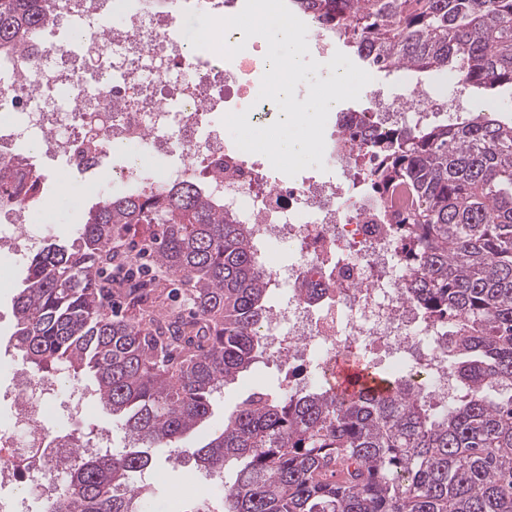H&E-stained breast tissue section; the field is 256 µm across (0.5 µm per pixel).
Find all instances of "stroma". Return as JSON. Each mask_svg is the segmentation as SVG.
<instances>
[{"label":"stroma","instance_id":"stroma-1","mask_svg":"<svg viewBox=\"0 0 512 512\" xmlns=\"http://www.w3.org/2000/svg\"><path fill=\"white\" fill-rule=\"evenodd\" d=\"M374 84L385 98L396 100L406 94L409 86L419 87L423 92L438 98L451 99L457 96L472 98V91H460L448 82L444 72L376 73ZM128 152L107 151L96 166L81 175L68 173L62 163L40 164L44 175L39 203L31 209L35 222L48 228L47 239L51 242L67 243L77 225L82 223L87 211L98 201L97 186L112 180L114 166L129 161ZM27 274L26 264L16 263L13 256L0 251V379L6 378L8 369L18 356L9 348L8 341L13 330V302ZM285 384V375L274 365L257 362L233 383L225 385L213 405L211 416L202 432L184 440L178 447L154 451L153 464L143 473L135 475L138 483L155 485V496L148 503V512H186L187 504L180 492L191 489L193 496L208 499L216 490L205 471L197 468L193 451L203 436L221 431L225 420L256 392L274 393ZM54 430L74 438H85L88 434L102 430L111 434V448L120 453L128 448V438L118 419L112 418L101 405L89 407L82 421H72L69 415L60 413L52 421Z\"/></svg>","mask_w":512,"mask_h":512}]
</instances>
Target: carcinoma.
I'll return each mask as SVG.
<instances>
[{
	"label": "carcinoma",
	"instance_id": "cac0c4a2",
	"mask_svg": "<svg viewBox=\"0 0 512 512\" xmlns=\"http://www.w3.org/2000/svg\"><path fill=\"white\" fill-rule=\"evenodd\" d=\"M380 72L451 69L478 95L512 86V0H290ZM56 0H0V56ZM370 186L399 208L406 295L442 338L455 395L435 407L364 367L384 391L254 393L194 452L222 474V512H512V125L482 111L373 136ZM42 175L0 156V208L28 207ZM148 243L168 283L112 287L119 243ZM186 296L195 318L170 301ZM269 271L205 183L109 194L66 246L35 253L9 340L35 375L93 389L131 446L77 461L44 512H145L133 476L211 415L215 393L265 354Z\"/></svg>",
	"mask_w": 512,
	"mask_h": 512
}]
</instances>
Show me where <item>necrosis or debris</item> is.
Masks as SVG:
<instances>
[{
    "label": "necrosis or debris",
    "instance_id": "1",
    "mask_svg": "<svg viewBox=\"0 0 512 512\" xmlns=\"http://www.w3.org/2000/svg\"><path fill=\"white\" fill-rule=\"evenodd\" d=\"M176 12L146 11L132 0H61L55 22L46 24L24 51L0 58V153L22 143L71 169H87L98 154L118 143L133 149L131 162L112 177L122 189L158 187L206 174L211 196L250 228L259 259L271 244L299 243L288 266L272 268V287L286 302L272 307L263 333L273 360L288 367V387L308 389L333 375L346 356L374 350L391 358L395 376L428 400L446 398L452 387L440 344L420 308L403 292L409 268L400 250L398 227L376 215L386 207L366 189L369 175L356 168L367 145L351 139L353 112L332 107V132L324 163L345 183L269 176L260 154L240 150L224 135L223 117L253 109L256 126H266L273 101H255L244 77L259 62L252 49L222 60L196 50L176 34ZM79 30L78 50L58 45L59 25ZM372 110L364 132L378 124L419 123L434 103L410 90L399 102L367 92ZM176 156L165 171L151 160ZM357 187L349 207H338L347 186ZM45 228L29 222L26 210L0 223V250L26 259L44 240ZM59 382L14 366L0 400V512H25L6 491L30 479L47 502L58 490L54 474L75 462L67 436L48 425L56 410Z\"/></svg>",
    "mask_w": 512,
    "mask_h": 512
}]
</instances>
